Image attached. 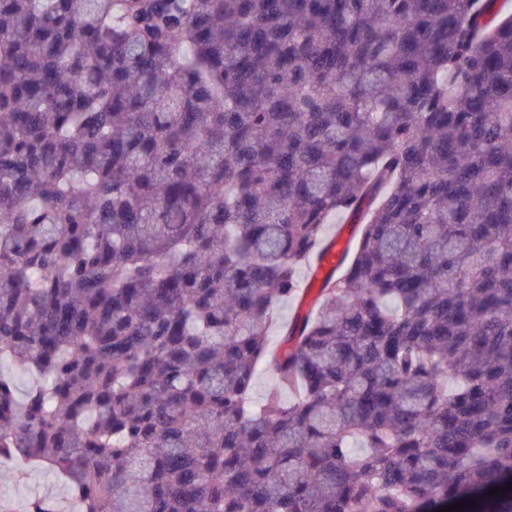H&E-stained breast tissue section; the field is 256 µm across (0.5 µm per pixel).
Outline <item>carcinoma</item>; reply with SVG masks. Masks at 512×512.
Listing matches in <instances>:
<instances>
[{
	"instance_id": "carcinoma-1",
	"label": "carcinoma",
	"mask_w": 512,
	"mask_h": 512,
	"mask_svg": "<svg viewBox=\"0 0 512 512\" xmlns=\"http://www.w3.org/2000/svg\"><path fill=\"white\" fill-rule=\"evenodd\" d=\"M2 458L71 512H512L502 0H0Z\"/></svg>"
}]
</instances>
